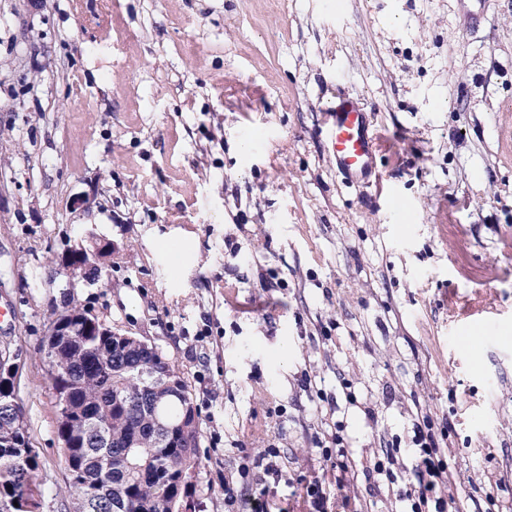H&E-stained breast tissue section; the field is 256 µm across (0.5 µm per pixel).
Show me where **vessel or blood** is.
<instances>
[{
	"mask_svg": "<svg viewBox=\"0 0 512 512\" xmlns=\"http://www.w3.org/2000/svg\"><path fill=\"white\" fill-rule=\"evenodd\" d=\"M323 126L337 172L347 184L380 183L375 161L383 144L366 103L349 92H337L322 108Z\"/></svg>",
	"mask_w": 512,
	"mask_h": 512,
	"instance_id": "1",
	"label": "vessel or blood"
}]
</instances>
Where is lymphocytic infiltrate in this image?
Masks as SVG:
<instances>
[{"mask_svg":"<svg viewBox=\"0 0 512 512\" xmlns=\"http://www.w3.org/2000/svg\"><path fill=\"white\" fill-rule=\"evenodd\" d=\"M412 453L404 477H395L383 457H375L372 467L359 465L346 448L343 431L331 435V443L319 454L330 464L329 475L305 483L304 494L310 512H347L357 497L358 484L378 474L383 478L382 489L387 498L404 504L405 512H446L448 499L457 488L455 474L446 462L450 424L435 425L429 405L415 403L411 413ZM280 453L274 448H246L237 477H225L224 502L241 505L243 512H268L260 494L240 496L237 480H250L254 469L267 473L279 470Z\"/></svg>","mask_w":512,"mask_h":512,"instance_id":"1","label":"lymphocytic infiltrate"}]
</instances>
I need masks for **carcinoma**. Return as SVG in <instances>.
<instances>
[{"mask_svg":"<svg viewBox=\"0 0 512 512\" xmlns=\"http://www.w3.org/2000/svg\"><path fill=\"white\" fill-rule=\"evenodd\" d=\"M77 332L49 367L53 390L71 389L75 409L69 420L57 422L74 505H87V512H112V503L123 496L140 503L130 512H172L173 499L190 490L178 484L179 475L200 466L198 412L191 392H141L137 373L159 367L157 355L114 344L112 337L97 335L93 324ZM96 414L106 419L110 434L94 430ZM104 455L112 458L108 471L99 466ZM150 459L160 467L143 479L138 467ZM6 462L10 477L0 474V501L13 498L23 484L39 489L41 464L30 446L17 390L0 384V466Z\"/></svg>","mask_w":512,"mask_h":512,"instance_id":"carcinoma-1","label":"carcinoma"}]
</instances>
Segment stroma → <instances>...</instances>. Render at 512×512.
<instances>
[{"label":"stroma","mask_w":512,"mask_h":512,"mask_svg":"<svg viewBox=\"0 0 512 512\" xmlns=\"http://www.w3.org/2000/svg\"><path fill=\"white\" fill-rule=\"evenodd\" d=\"M486 4L473 24L454 0H0V336L40 512H74L42 345L87 231L116 251L72 295L198 406L196 512H227L264 439L271 512H309L339 421L362 462H406L416 397L453 423L448 512L512 504V0ZM340 88L384 135V196L325 148ZM238 451L242 453L243 460L238 470L242 482L251 479L258 484V478H251V474L256 476L253 471L257 468L263 467L264 473H278L280 453L276 448H239Z\"/></svg>","instance_id":"1"}]
</instances>
